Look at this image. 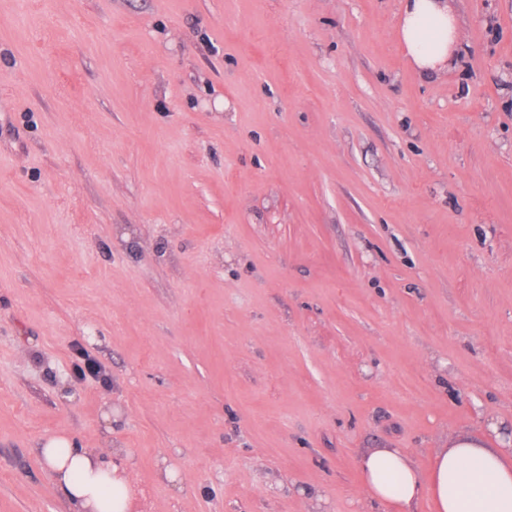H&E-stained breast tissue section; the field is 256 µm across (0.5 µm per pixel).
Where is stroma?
<instances>
[{
  "label": "stroma",
  "mask_w": 512,
  "mask_h": 512,
  "mask_svg": "<svg viewBox=\"0 0 512 512\" xmlns=\"http://www.w3.org/2000/svg\"><path fill=\"white\" fill-rule=\"evenodd\" d=\"M451 3L426 77L401 0H0V512H70L62 434L140 512L512 442V0ZM53 488L72 512H133L135 491L131 484L134 464L122 449L105 453L78 447L71 437L54 436L39 448ZM124 456L117 463L112 457Z\"/></svg>",
  "instance_id": "stroma-1"
}]
</instances>
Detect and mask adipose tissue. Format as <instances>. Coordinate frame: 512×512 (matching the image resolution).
Masks as SVG:
<instances>
[{"instance_id":"ef3b65f1","label":"adipose tissue","mask_w":512,"mask_h":512,"mask_svg":"<svg viewBox=\"0 0 512 512\" xmlns=\"http://www.w3.org/2000/svg\"><path fill=\"white\" fill-rule=\"evenodd\" d=\"M401 12L397 38L414 69L434 75L450 68L460 29L449 0H402ZM40 454L72 512H133L131 460L115 462L111 454L61 435L45 440ZM358 469L369 497L398 512H413L425 494L436 512H512V448L459 440L437 454L426 479L395 448L363 455Z\"/></svg>"}]
</instances>
